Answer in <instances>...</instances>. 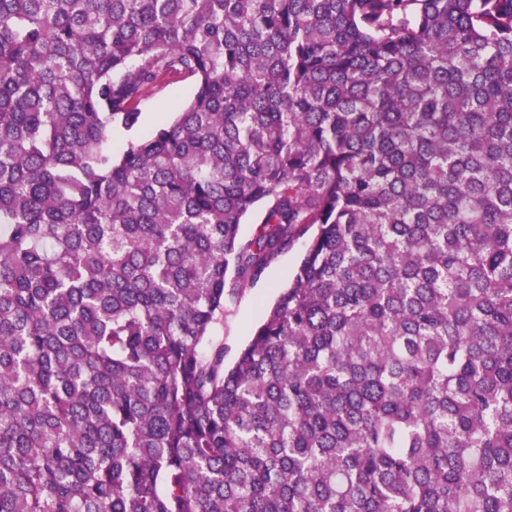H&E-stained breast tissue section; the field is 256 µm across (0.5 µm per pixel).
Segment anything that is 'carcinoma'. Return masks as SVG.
Returning a JSON list of instances; mask_svg holds the SVG:
<instances>
[{"label":"carcinoma","instance_id":"carcinoma-1","mask_svg":"<svg viewBox=\"0 0 512 512\" xmlns=\"http://www.w3.org/2000/svg\"><path fill=\"white\" fill-rule=\"evenodd\" d=\"M0 512H512V0H0ZM194 93V83L190 78L171 76L150 89L139 103L142 112L138 135L146 137L163 120L170 119L176 105L188 102ZM305 250L299 241L277 263L269 267L260 282L243 293L235 307L216 325L212 332L215 339L224 342L225 360L230 362L238 350L249 340L254 330L275 302L280 289L288 284L293 271Z\"/></svg>","mask_w":512,"mask_h":512}]
</instances>
